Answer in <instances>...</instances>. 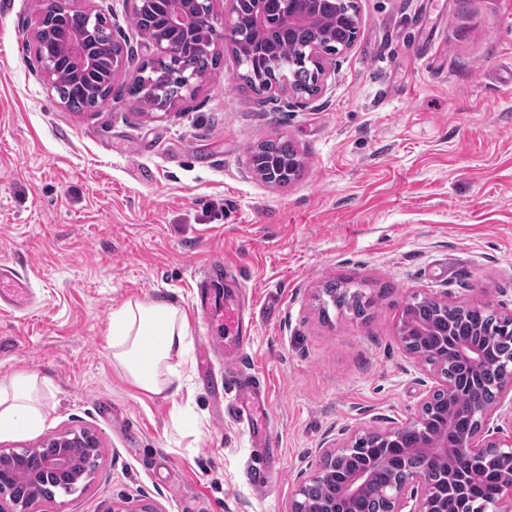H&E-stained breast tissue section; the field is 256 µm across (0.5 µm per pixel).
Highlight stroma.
Wrapping results in <instances>:
<instances>
[{
    "label": "stroma",
    "mask_w": 512,
    "mask_h": 512,
    "mask_svg": "<svg viewBox=\"0 0 512 512\" xmlns=\"http://www.w3.org/2000/svg\"><path fill=\"white\" fill-rule=\"evenodd\" d=\"M354 3L358 36L315 100L238 91L220 41L218 69L170 111L72 112L20 37L37 0H0V263L28 274L36 304L0 314V380L37 374L46 414L0 448L79 427L100 439L86 489L37 512H288L325 440L417 415L430 367L397 337L412 294L512 311V0ZM73 5L114 18L131 67L152 59L130 0ZM280 137L303 164L285 187L249 169L251 147ZM219 262L239 276L244 363L280 444L264 495L198 356L174 396L112 361V313L130 300H173L199 348L194 278ZM336 278L373 296L369 318L322 315Z\"/></svg>",
    "instance_id": "1"
}]
</instances>
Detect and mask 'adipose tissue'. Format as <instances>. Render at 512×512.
I'll return each instance as SVG.
<instances>
[{
    "label": "adipose tissue",
    "instance_id": "ef3b65f1",
    "mask_svg": "<svg viewBox=\"0 0 512 512\" xmlns=\"http://www.w3.org/2000/svg\"><path fill=\"white\" fill-rule=\"evenodd\" d=\"M190 347L186 316L168 300L129 301L112 315V358L134 385L148 393H166L180 382L171 359L187 358ZM40 387L33 374L0 381V439L41 427L45 412Z\"/></svg>",
    "mask_w": 512,
    "mask_h": 512
}]
</instances>
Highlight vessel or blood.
<instances>
[{"label": "vessel or blood", "instance_id": "vessel-or-blood-1", "mask_svg": "<svg viewBox=\"0 0 512 512\" xmlns=\"http://www.w3.org/2000/svg\"><path fill=\"white\" fill-rule=\"evenodd\" d=\"M225 269L223 265H210L197 280L203 326L213 322L228 320L237 323L243 313L242 305H229L222 292ZM30 283L28 278L14 268L0 264V310L16 311L22 309L27 301ZM244 337L224 346L225 394L234 397L238 412L250 428V436L259 448L261 457L254 461L250 471L251 482L258 493H265L270 483V472L266 465L267 458L277 457L279 450L269 430H256L257 418L263 415L266 402L263 397V383L254 373L247 371L243 365Z\"/></svg>", "mask_w": 512, "mask_h": 512}]
</instances>
